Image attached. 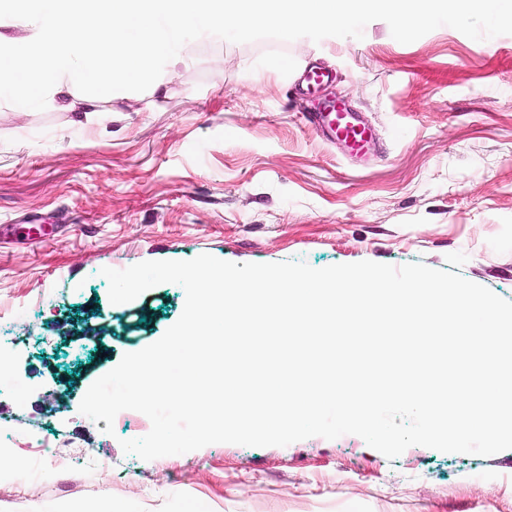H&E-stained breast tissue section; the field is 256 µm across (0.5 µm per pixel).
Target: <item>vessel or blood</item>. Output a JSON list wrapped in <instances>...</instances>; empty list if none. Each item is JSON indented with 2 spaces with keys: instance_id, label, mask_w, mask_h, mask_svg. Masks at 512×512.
Instances as JSON below:
<instances>
[{
  "instance_id": "obj_1",
  "label": "vessel or blood",
  "mask_w": 512,
  "mask_h": 512,
  "mask_svg": "<svg viewBox=\"0 0 512 512\" xmlns=\"http://www.w3.org/2000/svg\"><path fill=\"white\" fill-rule=\"evenodd\" d=\"M306 122L326 141L342 146L348 155H367L371 141L369 128L345 104L330 98L317 99Z\"/></svg>"
}]
</instances>
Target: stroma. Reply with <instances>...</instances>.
Instances as JSON below:
<instances>
[{"label":"stroma","mask_w":512,"mask_h":512,"mask_svg":"<svg viewBox=\"0 0 512 512\" xmlns=\"http://www.w3.org/2000/svg\"><path fill=\"white\" fill-rule=\"evenodd\" d=\"M157 92L19 112L0 101V512H512V450L408 448L387 459L356 435L285 447L218 443L144 461L121 440L151 423L79 412L88 387L180 317L166 283L111 304L102 268L208 253L314 268L421 262L512 300V35L439 27L410 44L385 21L363 39L205 37ZM330 72L373 131L347 158L304 121L302 69ZM108 327L103 341L96 327ZM50 438L45 451L27 440Z\"/></svg>","instance_id":"stroma-1"}]
</instances>
